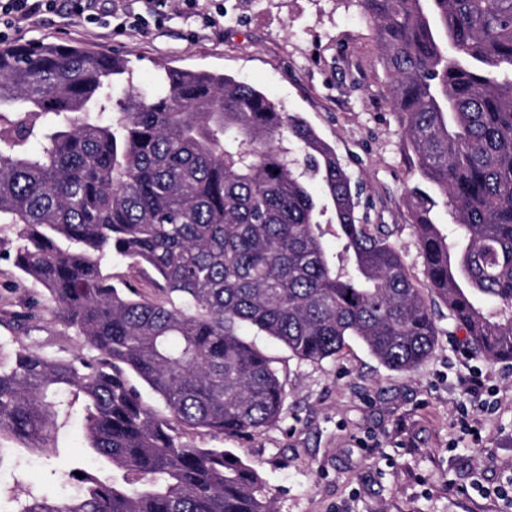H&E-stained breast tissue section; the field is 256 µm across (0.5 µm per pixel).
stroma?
<instances>
[{
	"instance_id": "35a3bbf8",
	"label": "stroma",
	"mask_w": 512,
	"mask_h": 512,
	"mask_svg": "<svg viewBox=\"0 0 512 512\" xmlns=\"http://www.w3.org/2000/svg\"><path fill=\"white\" fill-rule=\"evenodd\" d=\"M139 18L122 27L124 17ZM112 31L84 19L44 14L17 21L6 44L54 42L128 60L133 81L151 85L168 66L219 71L264 92L283 111L303 116L336 150L363 188L360 212L388 225L419 288H427L407 190L419 181L375 30L359 0H112ZM103 272L161 298L154 272L115 257ZM432 354L400 372L356 339L332 358L294 357L266 337L284 388L278 422L250 436L198 430L184 437L200 448H225L258 471L275 512H512V361H491L466 347L446 306L432 308ZM29 316L16 331L10 321ZM0 340L52 357L82 344L56 320L34 282L19 283L0 260ZM481 370L484 399L460 382ZM79 420L60 436L51 460L15 449L0 467V495L21 488L73 496L64 473L86 460Z\"/></svg>"
}]
</instances>
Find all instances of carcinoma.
Wrapping results in <instances>:
<instances>
[{
    "instance_id": "1",
    "label": "carcinoma",
    "mask_w": 512,
    "mask_h": 512,
    "mask_svg": "<svg viewBox=\"0 0 512 512\" xmlns=\"http://www.w3.org/2000/svg\"><path fill=\"white\" fill-rule=\"evenodd\" d=\"M393 110L427 193L412 227L430 291L470 346L512 360V0H361ZM443 206L454 228L443 231ZM332 145L222 74L168 68L146 87L123 59L56 43L0 48V224L87 359L0 342V441L49 460L81 417L79 493L13 494L0 512H273L259 473L188 430L277 422L283 385L253 330L297 358L356 338L386 367L433 351L422 289ZM336 225V252L324 242ZM148 266L164 301L103 275ZM138 379L167 414L143 402Z\"/></svg>"
}]
</instances>
